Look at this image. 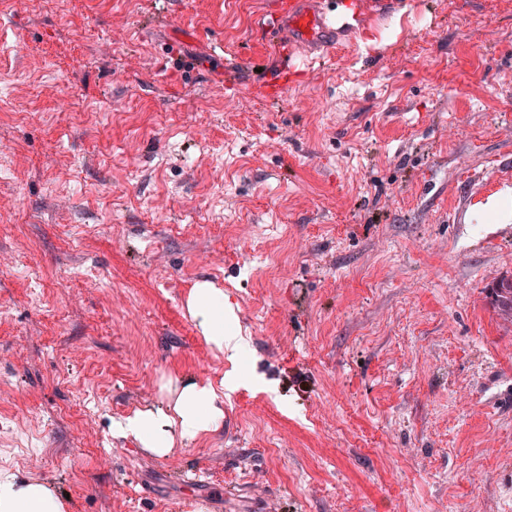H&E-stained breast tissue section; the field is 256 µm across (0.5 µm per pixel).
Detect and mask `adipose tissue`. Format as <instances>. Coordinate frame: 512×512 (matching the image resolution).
I'll return each instance as SVG.
<instances>
[{"label": "adipose tissue", "instance_id": "1", "mask_svg": "<svg viewBox=\"0 0 512 512\" xmlns=\"http://www.w3.org/2000/svg\"><path fill=\"white\" fill-rule=\"evenodd\" d=\"M189 312L201 327L207 344L217 352L240 348L237 332L224 313V293L209 283L193 288ZM224 395L211 382L188 384L174 406L140 409L114 422L115 431L134 436L154 454H168L175 441L190 442L216 428L224 417ZM65 505L46 483L0 476V512H63Z\"/></svg>", "mask_w": 512, "mask_h": 512}]
</instances>
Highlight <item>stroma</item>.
<instances>
[{"label":"stroma","instance_id":"obj_1","mask_svg":"<svg viewBox=\"0 0 512 512\" xmlns=\"http://www.w3.org/2000/svg\"><path fill=\"white\" fill-rule=\"evenodd\" d=\"M278 2L0 0V473L66 512H512V0H335L354 39L285 72ZM229 372L193 442L113 432ZM489 303L504 320L512 322V276L502 277L488 290ZM188 307L206 343L219 355L224 357V350L240 349L234 325L228 314L224 315V292L220 288H213L207 282L197 284L190 294Z\"/></svg>","mask_w":512,"mask_h":512}]
</instances>
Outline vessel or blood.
<instances>
[{"mask_svg":"<svg viewBox=\"0 0 512 512\" xmlns=\"http://www.w3.org/2000/svg\"><path fill=\"white\" fill-rule=\"evenodd\" d=\"M274 40L303 49L312 61L328 58L338 40L351 39L349 15L337 11L334 0H284L271 25Z\"/></svg>","mask_w":512,"mask_h":512,"instance_id":"vessel-or-blood-1","label":"vessel or blood"}]
</instances>
